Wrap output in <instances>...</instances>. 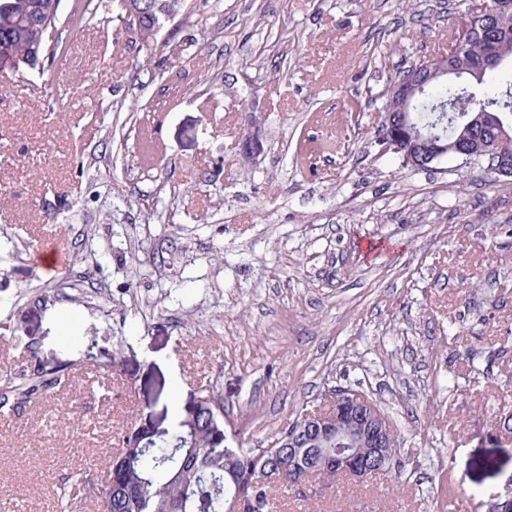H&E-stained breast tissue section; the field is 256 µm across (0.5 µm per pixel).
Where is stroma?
<instances>
[{
	"label": "stroma",
	"mask_w": 512,
	"mask_h": 512,
	"mask_svg": "<svg viewBox=\"0 0 512 512\" xmlns=\"http://www.w3.org/2000/svg\"><path fill=\"white\" fill-rule=\"evenodd\" d=\"M82 5L62 0L50 71L0 66V383L69 374L0 412V512H99L126 425L173 431L203 386L232 448L334 386L388 415L402 473L282 512L511 501L512 178L416 171L375 136L388 70L447 53L461 0H219L149 46L109 17L74 28ZM312 133L347 146L306 166ZM50 241L63 268L34 260Z\"/></svg>",
	"instance_id": "obj_1"
}]
</instances>
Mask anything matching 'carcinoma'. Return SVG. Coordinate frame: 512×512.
I'll return each instance as SVG.
<instances>
[{
  "label": "carcinoma",
  "instance_id": "obj_1",
  "mask_svg": "<svg viewBox=\"0 0 512 512\" xmlns=\"http://www.w3.org/2000/svg\"><path fill=\"white\" fill-rule=\"evenodd\" d=\"M17 16L10 33L16 52L29 54L38 47L33 69L45 70L63 41L48 40L50 26L60 22L61 0H10ZM121 0H88L81 22L90 25L99 10L119 17L141 42L150 44L154 24L143 20L134 28L125 18ZM500 33L497 50L512 56V0H465L464 24L457 28L449 52L458 64L452 78L429 82L416 94L407 115L399 117L398 103L382 93L379 135L385 139L405 120L423 131L442 134L448 145L444 157H453L463 142L478 156L494 142L501 130L512 134V70L477 73L472 55L462 48L473 44L484 21ZM59 372L31 369L0 391V409L19 410L24 403L48 395L62 384ZM197 403L186 410L178 430L155 433L148 428L125 430L121 447L109 452L112 479L96 487L102 512H225L233 497L245 512H281L282 500L293 490L287 481L271 476L288 470V449L276 441L298 430L303 412L286 423L266 442L241 440L243 447L224 445V398L212 388L198 391Z\"/></svg>",
  "mask_w": 512,
  "mask_h": 512
}]
</instances>
